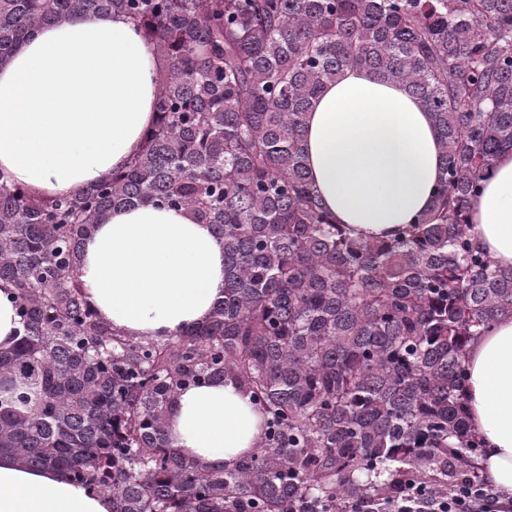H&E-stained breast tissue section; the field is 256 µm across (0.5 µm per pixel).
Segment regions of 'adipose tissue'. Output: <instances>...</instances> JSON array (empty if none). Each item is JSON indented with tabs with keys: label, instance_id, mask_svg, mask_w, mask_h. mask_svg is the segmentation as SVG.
<instances>
[{
	"label": "adipose tissue",
	"instance_id": "ef3b65f1",
	"mask_svg": "<svg viewBox=\"0 0 512 512\" xmlns=\"http://www.w3.org/2000/svg\"><path fill=\"white\" fill-rule=\"evenodd\" d=\"M163 63L121 14L45 25L0 64V183L67 198L124 168L155 119ZM306 162L337 223L386 238L428 209L441 176L429 112L364 69L328 84L306 121ZM477 246L512 266V153L472 211ZM80 279L113 327L162 340L205 323L224 294V250L184 209H115L83 242ZM466 403L484 441V476L512 494V318L473 339ZM263 416L233 383L182 390L168 415L175 448L211 467L259 442ZM0 512H112L111 499L56 469L0 456Z\"/></svg>",
	"mask_w": 512,
	"mask_h": 512
}]
</instances>
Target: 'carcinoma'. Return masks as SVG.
<instances>
[{
    "label": "carcinoma",
    "mask_w": 512,
    "mask_h": 512,
    "mask_svg": "<svg viewBox=\"0 0 512 512\" xmlns=\"http://www.w3.org/2000/svg\"><path fill=\"white\" fill-rule=\"evenodd\" d=\"M128 17L165 62L140 152L65 199L0 184V281L22 333L0 353V455L61 469L112 512H350L482 475L469 342L512 317V267L470 215L512 152V0H0V63L43 25ZM432 115L442 176L393 238L322 207L307 114L346 70ZM184 208L224 249V297L164 340L101 320L80 246L113 209ZM231 380L256 448L205 466L173 448L180 391Z\"/></svg>",
    "instance_id": "cac0c4a2"
}]
</instances>
